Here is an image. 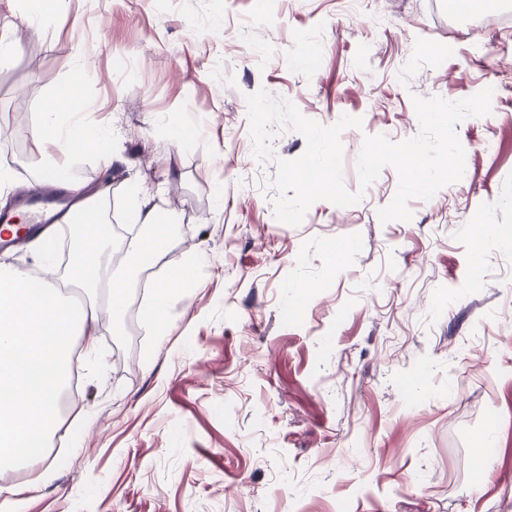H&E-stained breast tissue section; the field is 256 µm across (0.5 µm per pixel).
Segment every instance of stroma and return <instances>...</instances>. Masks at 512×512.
Here are the masks:
<instances>
[{"mask_svg":"<svg viewBox=\"0 0 512 512\" xmlns=\"http://www.w3.org/2000/svg\"><path fill=\"white\" fill-rule=\"evenodd\" d=\"M0 0L19 51L0 66V165L13 185L100 188L104 160L38 163L52 91L83 61L86 121L108 127L107 225L139 193L174 217L192 261L164 337L101 312L77 345L78 397L22 512H512V8L471 19L448 0H67L41 30ZM492 88L455 126L465 176L410 221L381 224L398 189L360 188L368 136L419 131L411 97ZM266 89L343 132L344 183L296 227L274 217L245 95ZM191 132L175 143L172 129ZM483 269L474 272L473 257ZM495 445L482 447L486 435Z\"/></svg>","mask_w":512,"mask_h":512,"instance_id":"1","label":"stroma"}]
</instances>
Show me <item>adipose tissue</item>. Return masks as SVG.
I'll use <instances>...</instances> for the list:
<instances>
[{"label": "adipose tissue", "mask_w": 512, "mask_h": 512, "mask_svg": "<svg viewBox=\"0 0 512 512\" xmlns=\"http://www.w3.org/2000/svg\"><path fill=\"white\" fill-rule=\"evenodd\" d=\"M87 102L66 97L57 89L46 102L37 144L43 145L40 163L53 169L56 154L71 155L76 150L104 152L111 133L83 120ZM83 200L76 212L64 215V222H80L79 241L61 278H34L29 272L0 265V466L26 462L29 479L21 485L0 486V505L19 508L24 494L38 490L43 474L39 468L43 447L59 419L58 402L66 384L68 339L77 325L93 321L95 306H74L66 297L67 286L103 288L113 315L127 308V286L143 271L168 261L166 219L150 201L132 198L129 215L133 223L148 228L132 254L126 274L115 273L112 255L121 250L122 240L104 231L98 194H85L80 184H72ZM188 269L172 267L168 277L155 283L151 304L144 315L147 327L161 333L171 297L186 288Z\"/></svg>", "instance_id": "obj_1"}]
</instances>
